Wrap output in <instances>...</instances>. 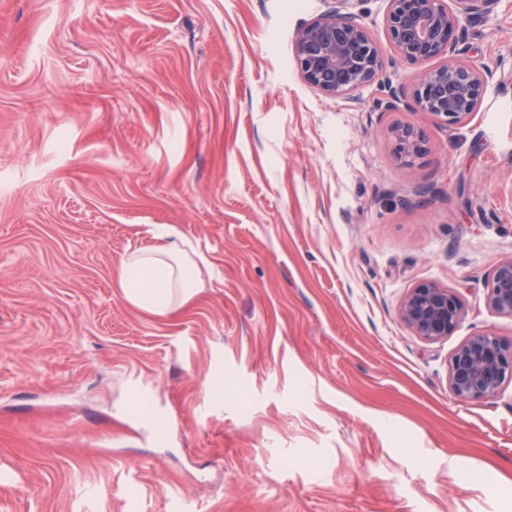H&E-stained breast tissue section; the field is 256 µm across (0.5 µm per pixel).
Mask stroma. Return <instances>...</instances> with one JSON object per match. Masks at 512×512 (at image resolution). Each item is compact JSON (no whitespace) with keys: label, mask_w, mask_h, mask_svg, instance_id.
Returning <instances> with one entry per match:
<instances>
[{"label":"stroma","mask_w":512,"mask_h":512,"mask_svg":"<svg viewBox=\"0 0 512 512\" xmlns=\"http://www.w3.org/2000/svg\"><path fill=\"white\" fill-rule=\"evenodd\" d=\"M333 4L0 0V512H512V380L448 382L470 336L512 343L486 303L512 257V0L460 20L488 71L464 125L411 110L433 63L394 54L387 0L354 7L378 81L308 85L294 35ZM152 224L208 261L166 318L115 282ZM428 281L463 304L437 342L399 317ZM391 133L396 141L401 158L410 159L421 156L426 149V140L421 130L412 124L393 126Z\"/></svg>","instance_id":"35a3bbf8"}]
</instances>
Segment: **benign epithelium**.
Here are the masks:
<instances>
[{
  "label": "benign epithelium",
  "instance_id": "7a95c632",
  "mask_svg": "<svg viewBox=\"0 0 512 512\" xmlns=\"http://www.w3.org/2000/svg\"><path fill=\"white\" fill-rule=\"evenodd\" d=\"M336 6L297 30L294 51L303 80L327 96H349L373 84L382 67L378 42L351 11L354 0H334ZM388 0L386 36L396 55L416 63L444 59L421 72L413 90L414 108L465 124L480 108L486 68L470 59L453 57L463 16L484 12L492 0ZM391 133L400 157L414 159L426 149L421 130L397 125ZM487 305L512 319V257L499 262L488 281ZM399 315L427 341L448 337L460 323L463 307L458 295L434 282L416 285L405 296ZM512 378V345L492 332L477 333L462 343L448 362V382L462 401L491 399Z\"/></svg>",
  "mask_w": 512,
  "mask_h": 512
}]
</instances>
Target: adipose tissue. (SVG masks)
<instances>
[{
  "instance_id": "ef3b65f1",
  "label": "adipose tissue",
  "mask_w": 512,
  "mask_h": 512,
  "mask_svg": "<svg viewBox=\"0 0 512 512\" xmlns=\"http://www.w3.org/2000/svg\"><path fill=\"white\" fill-rule=\"evenodd\" d=\"M150 234L152 244L122 261L117 280L130 303L151 315L166 317L189 303L203 288L204 280L179 228L156 224Z\"/></svg>"
}]
</instances>
